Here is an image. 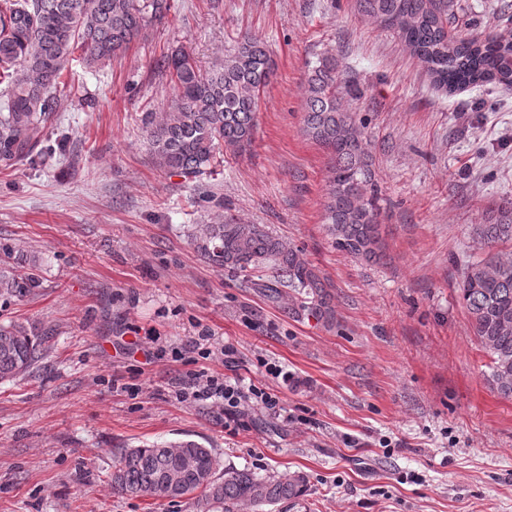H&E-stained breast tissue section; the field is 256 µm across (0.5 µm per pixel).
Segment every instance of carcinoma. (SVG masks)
I'll return each instance as SVG.
<instances>
[{
	"instance_id": "1",
	"label": "carcinoma",
	"mask_w": 512,
	"mask_h": 512,
	"mask_svg": "<svg viewBox=\"0 0 512 512\" xmlns=\"http://www.w3.org/2000/svg\"><path fill=\"white\" fill-rule=\"evenodd\" d=\"M358 11L394 31L423 64L434 86L453 92L495 81L512 87V31L461 36L455 32L453 0H357ZM171 10L170 0H0V168L20 162L35 168L58 102L66 94L63 70L78 54L101 67L125 54ZM175 90L168 111L147 112L143 124L155 166L188 180L212 174L224 156L251 150L261 92L275 72L265 42L241 36L230 52L207 68L184 48L158 63ZM303 132L329 157L322 224L336 249L365 263L385 258L380 217L382 190L366 132L368 120L351 111L359 90L344 77L333 50L305 65ZM475 234L484 256L464 265L458 298L482 349L490 358L488 384L512 397V197L485 211ZM191 244L209 265L230 272L268 268L269 279L254 284L278 300L283 289L304 295L293 314L336 323L334 285L316 266L270 234L262 224L232 216L202 224ZM0 262V296L25 297L38 287L36 255L25 257L32 273L23 277ZM33 326L0 324V381L31 373L42 356ZM212 449L194 440L119 448L112 463V489L153 500L193 499L202 512H235L242 506L292 504L307 492L299 472L260 476L249 468H224ZM179 471V484H165Z\"/></svg>"
}]
</instances>
